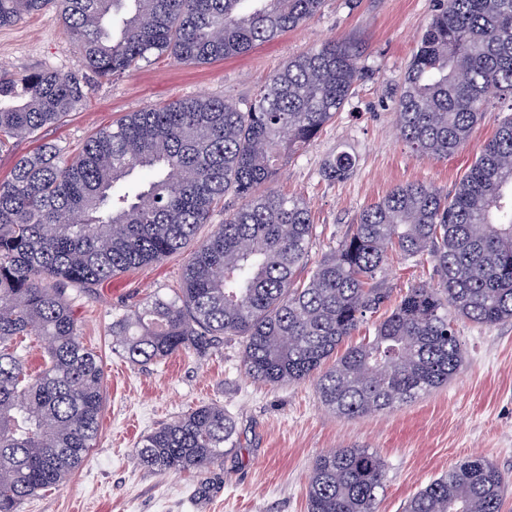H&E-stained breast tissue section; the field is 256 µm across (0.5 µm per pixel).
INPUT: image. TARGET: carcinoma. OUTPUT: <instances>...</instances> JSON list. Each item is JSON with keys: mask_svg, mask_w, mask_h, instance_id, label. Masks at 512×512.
<instances>
[{"mask_svg": "<svg viewBox=\"0 0 512 512\" xmlns=\"http://www.w3.org/2000/svg\"><path fill=\"white\" fill-rule=\"evenodd\" d=\"M323 0H0V27L53 6L85 72L0 71V150L33 138L86 101L96 81L153 54L186 65L242 56L321 9ZM364 77L332 40L289 58L246 105L203 95L149 104L72 157L45 142L0 181V512L57 486L86 460L104 408L96 351L77 334L70 292L88 295L178 253L228 194L239 205L190 254L182 286L112 321V346L134 366L243 339L245 373L272 386L313 380L322 403L366 417L448 384L464 361L452 320L512 321V118L481 148L453 195L398 186L363 209L307 279L316 227L306 201L261 187L312 142ZM512 96V0H438L396 93L395 129L415 153L452 156L493 94ZM345 151L322 167L343 178ZM427 259L437 281L413 286L373 336L326 362L391 301L389 261ZM44 363L27 371L17 339ZM224 407L200 405L142 440L158 474L203 473L235 446ZM386 464L375 451L318 457L307 512H374ZM506 479L472 455L431 481L404 512H502Z\"/></svg>", "mask_w": 512, "mask_h": 512, "instance_id": "1", "label": "carcinoma"}]
</instances>
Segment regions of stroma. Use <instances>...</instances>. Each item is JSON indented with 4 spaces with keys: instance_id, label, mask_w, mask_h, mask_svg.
<instances>
[{
    "instance_id": "35a3bbf8",
    "label": "stroma",
    "mask_w": 512,
    "mask_h": 512,
    "mask_svg": "<svg viewBox=\"0 0 512 512\" xmlns=\"http://www.w3.org/2000/svg\"><path fill=\"white\" fill-rule=\"evenodd\" d=\"M434 0H325L321 10L249 53L195 67L164 55L131 73L97 83L89 101L39 139L0 152V181L16 157L40 142L74 153L98 130L149 104L199 95L246 103L289 57L336 39L360 56L363 80L310 146L293 153L273 188L302 197L317 236L311 261L337 246L359 212L391 189L427 184L453 192L481 146L512 114V97L492 96L467 146L445 159L416 155L395 132L394 93ZM53 66L80 71L83 60L56 11L0 28V70L15 74ZM347 151L355 166L328 180L324 161ZM188 250L119 275L94 295L74 299L81 341L100 356L105 407L100 436L84 464L60 485L25 501L20 512H307L305 488L314 461L338 448H368L386 463L375 512H403L429 480L478 453L508 480L502 512H512V322L456 324L464 365L447 385L414 402L343 419L320 401L313 382L269 386L247 377L243 343L227 336L207 353L182 352L145 367L112 347V322L129 307L181 285ZM203 404L233 417L235 448L203 475H161L145 468L142 439Z\"/></svg>"
}]
</instances>
